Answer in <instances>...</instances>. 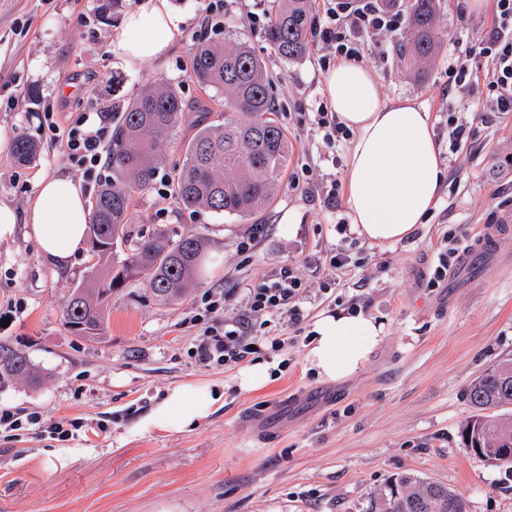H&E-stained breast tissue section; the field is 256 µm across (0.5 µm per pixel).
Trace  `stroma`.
I'll list each match as a JSON object with an SVG mask.
<instances>
[{
  "mask_svg": "<svg viewBox=\"0 0 512 512\" xmlns=\"http://www.w3.org/2000/svg\"><path fill=\"white\" fill-rule=\"evenodd\" d=\"M136 0H120L110 19L98 0H0V128L39 146L29 163L0 152V203L28 211L39 179L76 176L58 136L85 112L107 117V152L120 142L122 116L146 85L177 86L188 104L163 149L152 188L132 199L141 229L204 236L212 261L188 295L157 298L133 281L108 301L95 340L70 333L62 305L81 281L89 254L58 269L24 231L0 243V341L23 350L40 376L0 388V413L36 424L0 430V512H369L390 478L410 475L461 494L469 512H512V471L466 453L459 429L471 414L467 391L492 364L512 360V112H489L451 147L449 113L484 107L488 90L448 87L449 57H466L487 36L495 9L467 10L442 0L443 41L422 75L406 72L394 48L407 29L366 46L361 63L383 100L410 99L431 115L447 170L440 201L407 240L371 245L338 233L350 138L325 143L310 113L324 101L323 48L289 61L274 52L265 26L227 6L221 25L203 23L210 0H170L183 22L163 63L113 68L109 47ZM245 42L263 60L292 159L274 202L247 217L180 210L161 197L182 146L202 112L220 113L222 91L190 76L199 43ZM488 235L487 249L468 250ZM460 248L447 275L434 272L446 249ZM344 248L345 268L329 265ZM298 269L304 304L298 325L280 321L285 344L260 352L276 364L264 389L237 385L240 364L200 363L192 354L207 327L244 310L242 290L280 267ZM383 326L364 367L321 381L308 367L310 329L349 304ZM208 383L224 402L186 431H136L166 391ZM72 422L74 437L48 432Z\"/></svg>",
  "mask_w": 512,
  "mask_h": 512,
  "instance_id": "obj_1",
  "label": "stroma"
}]
</instances>
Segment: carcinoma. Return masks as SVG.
Here are the masks:
<instances>
[{
	"label": "carcinoma",
	"instance_id": "carcinoma-1",
	"mask_svg": "<svg viewBox=\"0 0 512 512\" xmlns=\"http://www.w3.org/2000/svg\"><path fill=\"white\" fill-rule=\"evenodd\" d=\"M311 0H277L266 31L271 47L284 59L303 57L312 23ZM440 0H410L407 41L397 48L406 70L420 72L441 40ZM190 75L203 87L224 90V111L218 120L194 124L185 160L168 180L169 195L184 209L247 217L274 199L288 169L291 145L275 121L274 98L262 60L241 43L223 48L197 45L190 57ZM186 112L180 92L157 82L124 112L121 148L112 155L116 177L102 184L92 207L89 243L95 262L62 307L70 332L86 339L101 335L109 295L133 279L144 281L163 300H173L191 287L209 261L208 244L196 234L135 230L132 196L156 180L159 150L174 134ZM37 146L21 136L16 159L27 163ZM34 379L30 358L0 343V385ZM475 409L461 426L462 447L492 463L512 465V361L484 370L471 384ZM371 512H468L454 490L434 482L401 476L387 484Z\"/></svg>",
	"mask_w": 512,
	"mask_h": 512
}]
</instances>
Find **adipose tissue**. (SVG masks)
<instances>
[{
	"label": "adipose tissue",
	"mask_w": 512,
	"mask_h": 512,
	"mask_svg": "<svg viewBox=\"0 0 512 512\" xmlns=\"http://www.w3.org/2000/svg\"><path fill=\"white\" fill-rule=\"evenodd\" d=\"M179 24L168 0H140L112 41L113 64L132 69L163 62ZM322 90L338 122L353 134L342 193L351 231L377 245L407 239L436 207L446 179L429 112L410 100L381 99L372 72L350 60H338L323 75ZM91 218L78 181L67 175L44 178L27 216L0 203V242L25 224L39 253L65 266L83 250ZM312 332L309 366L316 378L329 381L358 373L383 339L382 325L359 312L321 315ZM215 402L208 387H177L143 426L183 431L206 417Z\"/></svg>",
	"instance_id": "1"
}]
</instances>
